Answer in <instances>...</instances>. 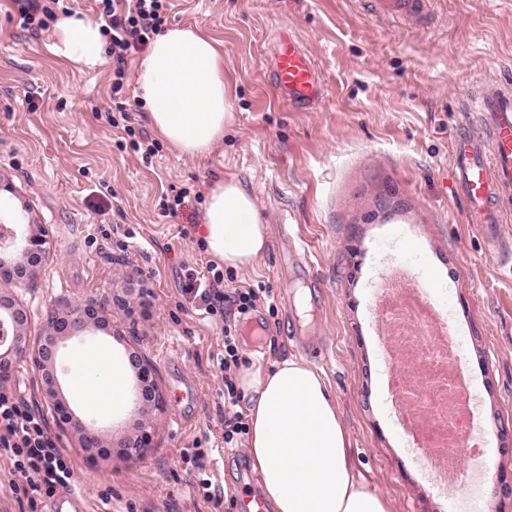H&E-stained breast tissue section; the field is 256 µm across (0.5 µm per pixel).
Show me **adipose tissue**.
Here are the masks:
<instances>
[{
    "mask_svg": "<svg viewBox=\"0 0 512 512\" xmlns=\"http://www.w3.org/2000/svg\"><path fill=\"white\" fill-rule=\"evenodd\" d=\"M53 53L78 70L104 61L96 17L58 16ZM137 87L153 128L178 153L210 154L230 125L219 41L188 26L156 35L138 64ZM204 244L210 259L244 270L266 251L269 227L240 181L216 180L207 191ZM237 386L249 404L245 452L271 512H392L358 473L350 437L324 375L288 357L272 367H241Z\"/></svg>",
    "mask_w": 512,
    "mask_h": 512,
    "instance_id": "1",
    "label": "adipose tissue"
}]
</instances>
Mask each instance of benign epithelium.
<instances>
[{
    "label": "benign epithelium",
    "instance_id": "obj_1",
    "mask_svg": "<svg viewBox=\"0 0 512 512\" xmlns=\"http://www.w3.org/2000/svg\"><path fill=\"white\" fill-rule=\"evenodd\" d=\"M47 241L43 237H31L19 231V225H0V248L13 251L15 258L24 260L35 252L45 254ZM93 305L81 303L75 305L64 318L53 317L52 331L38 340L31 342L17 332L21 319V310L12 300L0 298V376L10 373L17 360H26L42 371L45 379V395L54 402L59 414L58 423L61 427L71 426L79 434L80 445L88 448L103 459L112 457V450L100 447L102 435L92 427L82 425L69 401L59 398L60 385L57 378L48 368L49 361L58 352V345L64 335L77 325L90 318ZM151 435L145 431L140 438L123 445L128 457L140 456L150 445Z\"/></svg>",
    "mask_w": 512,
    "mask_h": 512
}]
</instances>
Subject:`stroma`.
I'll return each instance as SVG.
<instances>
[{
  "label": "stroma",
  "instance_id": "stroma-1",
  "mask_svg": "<svg viewBox=\"0 0 512 512\" xmlns=\"http://www.w3.org/2000/svg\"><path fill=\"white\" fill-rule=\"evenodd\" d=\"M433 25L367 15L361 0H171L170 25L196 26L220 41L234 120L205 157L159 142L144 159L134 137L151 133L129 61L126 126L96 116L110 107L111 61L80 71L50 51L53 30L21 28L14 0H0V178L11 203L30 212L23 233L50 252L32 279L6 292L27 314L22 332L49 331L51 316L93 301L94 320L76 328L55 370L63 391L78 360L86 374L120 366L122 405L112 442L151 434L143 456L114 452L94 462L73 431L59 432L76 490L92 512H240L253 483L244 436L223 440L224 421L247 401L224 402V329L240 334L243 361L284 357L325 373L351 437L358 472L392 512H512V216L499 240L468 223L450 175L451 143L469 123L464 93L512 83V0H436ZM294 35L314 59L323 94L288 109L272 89L279 39ZM234 178L256 197L269 226L266 252L225 271L224 291L259 292L253 310L224 318L200 311L182 291L186 271L206 275L200 245L204 202L163 208L181 188L206 192ZM410 268L448 312L459 359L474 377L482 427L492 438L488 474L476 487L440 491L408 450L404 424L389 414L385 340L375 323L377 284ZM152 366L153 399H136L131 356ZM0 387L54 419L44 384L27 361ZM201 459H192L194 449ZM217 482L224 507L198 489ZM0 458V512H49Z\"/></svg>",
  "mask_w": 512,
  "mask_h": 512
}]
</instances>
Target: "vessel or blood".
<instances>
[{
    "label": "vessel or blood",
    "instance_id": "vessel-or-blood-1",
    "mask_svg": "<svg viewBox=\"0 0 512 512\" xmlns=\"http://www.w3.org/2000/svg\"><path fill=\"white\" fill-rule=\"evenodd\" d=\"M363 2L369 15L392 20L431 18L434 4V0ZM272 70L275 88L289 105L320 98L323 85L317 67L292 35L282 36ZM466 103L475 123L452 144L456 191L469 223L494 232L512 214V86L499 84L469 92Z\"/></svg>",
    "mask_w": 512,
    "mask_h": 512
}]
</instances>
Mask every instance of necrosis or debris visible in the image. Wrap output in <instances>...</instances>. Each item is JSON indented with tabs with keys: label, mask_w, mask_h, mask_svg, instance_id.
I'll use <instances>...</instances> for the list:
<instances>
[{
	"label": "necrosis or debris",
	"mask_w": 512,
	"mask_h": 512,
	"mask_svg": "<svg viewBox=\"0 0 512 512\" xmlns=\"http://www.w3.org/2000/svg\"><path fill=\"white\" fill-rule=\"evenodd\" d=\"M379 288L389 311L380 328L387 341L392 402L410 435V448L441 489L480 484L482 458L465 468L453 452L460 441L479 438L481 414L474 385L463 382L457 347L442 326L438 306L398 273Z\"/></svg>",
	"instance_id": "obj_1"
}]
</instances>
